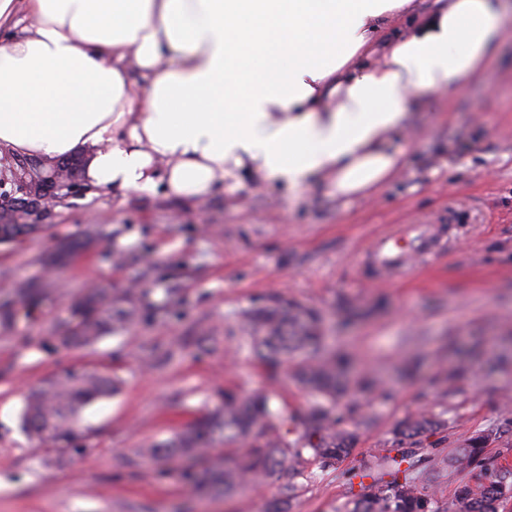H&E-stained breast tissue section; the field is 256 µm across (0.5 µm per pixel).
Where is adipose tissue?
I'll return each mask as SVG.
<instances>
[{"label":"adipose tissue","instance_id":"adipose-tissue-1","mask_svg":"<svg viewBox=\"0 0 512 512\" xmlns=\"http://www.w3.org/2000/svg\"><path fill=\"white\" fill-rule=\"evenodd\" d=\"M511 23L512 0H0V155L89 151L91 190L201 201L245 172L346 204L402 169L412 96L464 87Z\"/></svg>","mask_w":512,"mask_h":512}]
</instances>
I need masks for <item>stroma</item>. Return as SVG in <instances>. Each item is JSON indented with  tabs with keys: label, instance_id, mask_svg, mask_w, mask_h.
Returning a JSON list of instances; mask_svg holds the SVG:
<instances>
[{
	"label": "stroma",
	"instance_id": "35a3bbf8",
	"mask_svg": "<svg viewBox=\"0 0 512 512\" xmlns=\"http://www.w3.org/2000/svg\"><path fill=\"white\" fill-rule=\"evenodd\" d=\"M392 146L406 169L345 207L318 182L291 196L243 176L199 203L161 186L62 190L29 216L42 232L0 245V302L15 316L0 325V512H268L279 474L225 496L183 479L223 465V446L177 461L138 455L228 390L270 393L286 415L308 406L291 366L271 373L245 332L242 312L264 294L320 310L354 376L378 383L356 402L366 422L350 454L328 470L311 465L291 512H339L365 495L366 462L400 458L391 430L423 411L448 428L427 435L417 458L496 429L485 463L512 466V30L464 91L418 102ZM402 224H434L442 237L399 279L369 250ZM88 234L87 248L53 264L61 241ZM26 286L42 293L32 310L13 301ZM91 287L132 290L139 320L94 346L61 347L56 325ZM81 367L112 370L121 389L84 411L78 451L61 456L31 441L19 416L30 388Z\"/></svg>",
	"mask_w": 512,
	"mask_h": 512
}]
</instances>
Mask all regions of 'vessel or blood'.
<instances>
[{"label": "vessel or blood", "instance_id": "b4317fda", "mask_svg": "<svg viewBox=\"0 0 512 512\" xmlns=\"http://www.w3.org/2000/svg\"><path fill=\"white\" fill-rule=\"evenodd\" d=\"M440 232L431 224L401 226L399 231L378 238L371 250L374 264L392 276H404L416 254L431 253L438 245Z\"/></svg>", "mask_w": 512, "mask_h": 512}]
</instances>
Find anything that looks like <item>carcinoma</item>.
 <instances>
[{
	"label": "carcinoma",
	"mask_w": 512,
	"mask_h": 512,
	"mask_svg": "<svg viewBox=\"0 0 512 512\" xmlns=\"http://www.w3.org/2000/svg\"><path fill=\"white\" fill-rule=\"evenodd\" d=\"M43 225L17 224L0 216V244L23 240ZM137 308L131 292L112 294L90 289L60 319V342L86 347L102 335L133 324ZM242 317L251 333L253 347L273 371L292 358L299 360L293 378L311 397L302 413L283 416L271 407L266 393L239 397L224 393V405L201 416L167 440L151 441L143 455L156 460L195 457L216 442L224 448H242L222 469L189 472V482L199 491L234 492L250 480L278 471L286 478L283 497L271 512H286L294 497L296 479L308 473V465L331 467L353 448L356 429L350 427L353 409L341 399L354 389L374 386V380L346 378L351 358L328 349L322 314L315 308L271 295L255 301ZM118 379L112 372L85 369L47 381L25 399L21 428L39 445L63 455L77 450L81 414L93 403L112 396ZM447 421L419 415L395 426L393 442L404 448L401 461L414 455L411 448L427 434L443 429ZM493 433L472 437L462 448L428 460L431 475L452 468L466 473L457 488L458 512H499L503 500L512 498V469H490L483 462L484 448ZM400 461L372 457L368 470L384 469L391 480L379 476L362 498L345 505L343 512H443L426 490L430 475L407 469L398 476Z\"/></svg>",
	"instance_id": "cac0c4a2"
}]
</instances>
